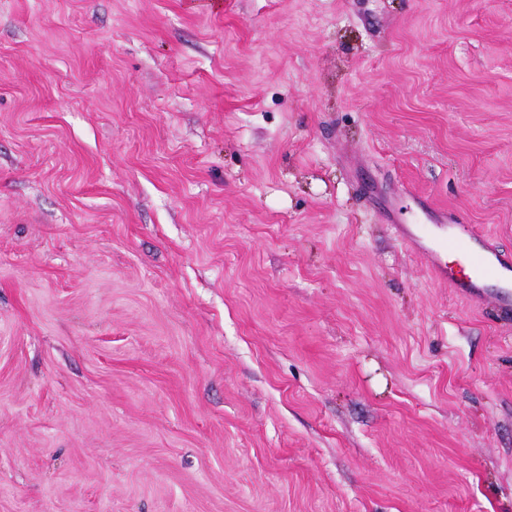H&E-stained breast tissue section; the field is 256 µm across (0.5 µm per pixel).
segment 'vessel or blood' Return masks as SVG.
<instances>
[{"instance_id": "1", "label": "vessel or blood", "mask_w": 512, "mask_h": 512, "mask_svg": "<svg viewBox=\"0 0 512 512\" xmlns=\"http://www.w3.org/2000/svg\"><path fill=\"white\" fill-rule=\"evenodd\" d=\"M441 231V237L435 240L433 246L425 248L423 254L438 278L446 281L462 296L480 299L487 282L512 267V260L484 242L470 225L445 224ZM451 243L458 245L459 254L467 265L466 273L456 274L441 260V249Z\"/></svg>"}]
</instances>
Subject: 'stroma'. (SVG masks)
<instances>
[{
	"label": "stroma",
	"instance_id": "stroma-1",
	"mask_svg": "<svg viewBox=\"0 0 512 512\" xmlns=\"http://www.w3.org/2000/svg\"><path fill=\"white\" fill-rule=\"evenodd\" d=\"M512 0H0V512H512ZM442 231V237L435 240L434 246L419 248L420 238L412 233L404 235L403 239L413 248L426 257L427 264L436 273L441 281H448V286L454 288L462 296L470 300H478L483 295V289L487 282L495 279L503 271H510V260L487 244L468 224H442L436 226ZM448 243H456L459 247V255L467 265L468 273L459 267L456 274L453 266L448 268L441 260L439 252L447 247ZM479 247V253L475 248Z\"/></svg>",
	"mask_w": 512,
	"mask_h": 512
}]
</instances>
